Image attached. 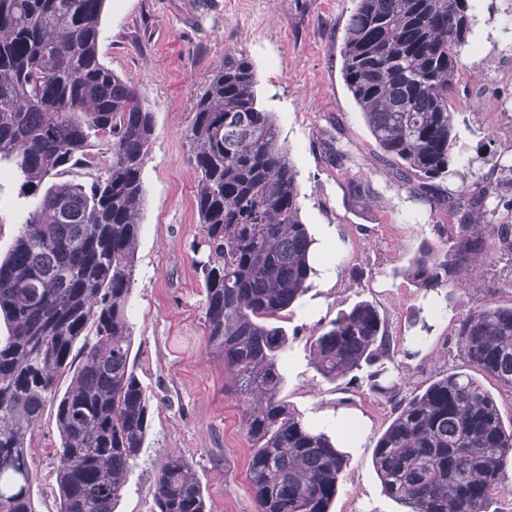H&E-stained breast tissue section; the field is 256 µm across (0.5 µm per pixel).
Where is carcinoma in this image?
<instances>
[{"label": "carcinoma", "mask_w": 512, "mask_h": 512, "mask_svg": "<svg viewBox=\"0 0 512 512\" xmlns=\"http://www.w3.org/2000/svg\"><path fill=\"white\" fill-rule=\"evenodd\" d=\"M104 3L0 0V161L20 177V194L39 197L0 260V512H35L25 448L47 402L57 403L59 512H113L150 429L129 301L154 113L100 58ZM474 25L470 0H356L345 26L342 79L378 160L398 187L456 218L448 248L424 246L405 269L426 293L467 290L491 238L512 252V218L499 212L512 165L496 163L497 177L454 194L441 186L455 161L451 93ZM192 111L206 336L241 406L256 512H329L347 455L280 397L288 333L279 322L314 273L298 170L243 53L224 52ZM73 167L97 175L64 179ZM453 336L472 372L399 400L373 450L385 494L408 512H487L512 466V426L474 376L512 388V305L472 307ZM309 350L328 382L357 383L367 368L371 393L398 387L387 321L369 301L338 313ZM152 512H206L179 452L155 480Z\"/></svg>", "instance_id": "cac0c4a2"}]
</instances>
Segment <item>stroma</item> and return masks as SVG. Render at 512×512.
Wrapping results in <instances>:
<instances>
[{
	"instance_id": "stroma-1",
	"label": "stroma",
	"mask_w": 512,
	"mask_h": 512,
	"mask_svg": "<svg viewBox=\"0 0 512 512\" xmlns=\"http://www.w3.org/2000/svg\"><path fill=\"white\" fill-rule=\"evenodd\" d=\"M353 0H106L99 53L117 75L140 89L155 118L142 170L145 190L135 253L129 316L135 369L150 397L151 428L114 512H151L154 479L169 452L193 462L207 512H255L247 481L248 447L241 409L228 393L224 357L210 349L204 326L205 293L192 249L198 238V173L188 161L186 132L192 97L209 83L215 64L234 50L252 62L257 95L272 112L279 141L298 170L301 215L313 240L331 230L340 241L336 283L311 282L283 325L290 335L283 355L284 400L302 418L336 410L366 419L362 447L350 450L330 512H403L389 498L372 463L373 449L393 413L390 399L317 376L306 338L337 312L372 302L396 338L417 335L413 316L432 331L420 354L396 355L403 394L462 369L451 332L471 307L512 304V255L491 251L483 278L464 292L430 299L403 275L421 247L445 248L436 213L398 188L376 156L363 116L341 78V47ZM474 51L465 52L452 95L457 109L455 173L447 191L486 175L492 158L512 162V85L495 79L492 65L512 58V0H478ZM336 138L351 160L330 163L325 143ZM10 164L0 165V256L12 249L36 198L19 193ZM368 191L352 200L347 186ZM503 283L489 292L488 280ZM56 407L47 404L27 453L33 468L36 512H58L53 476Z\"/></svg>"
}]
</instances>
